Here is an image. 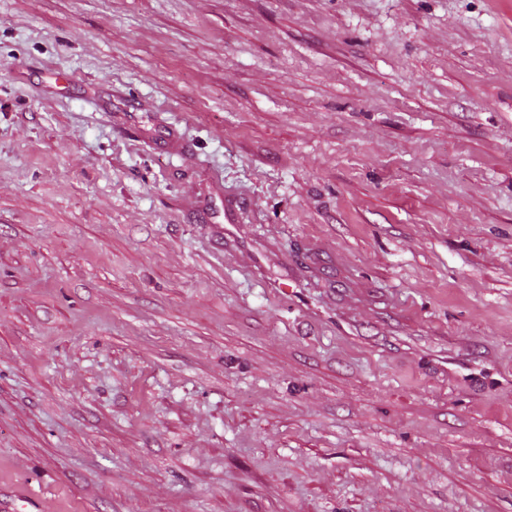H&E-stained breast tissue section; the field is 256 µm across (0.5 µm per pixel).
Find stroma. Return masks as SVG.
<instances>
[{"instance_id":"stroma-1","label":"stroma","mask_w":512,"mask_h":512,"mask_svg":"<svg viewBox=\"0 0 512 512\" xmlns=\"http://www.w3.org/2000/svg\"><path fill=\"white\" fill-rule=\"evenodd\" d=\"M3 493L512 512V0H0Z\"/></svg>"}]
</instances>
